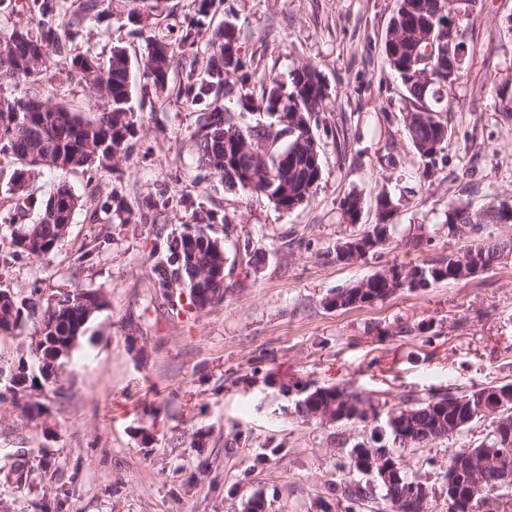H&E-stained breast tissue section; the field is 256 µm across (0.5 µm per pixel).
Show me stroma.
<instances>
[{"mask_svg": "<svg viewBox=\"0 0 512 512\" xmlns=\"http://www.w3.org/2000/svg\"><path fill=\"white\" fill-rule=\"evenodd\" d=\"M456 41L466 48L461 80L445 93L449 130L431 177L405 118L413 102L390 69L383 41L393 0H112L108 17L87 18L48 71L55 101L89 117L91 92L71 55L112 48L130 58L136 132L129 154L94 174L43 172L28 182L29 217L59 182L79 197L67 234L47 259L12 256L13 164H0V289H38L42 299L83 288L107 306L91 319L65 367L60 393L0 397V512H340L345 487H370L363 512H387L372 478L339 470L355 447L389 445L388 413L431 392L462 394L512 383V259L465 281L397 292L372 305L334 310L327 300L385 266L466 249L451 237L449 204L481 212L512 202V0H453ZM204 18L210 31L235 27L246 73L227 75L224 97L187 105L197 52L178 54L165 90L145 74L147 39L178 42ZM318 67L326 86L313 129L323 174L310 201L278 209L265 196L231 189L202 167L197 117L213 103L240 127L264 128L254 109L261 78L290 80ZM397 202L380 257L336 259V247L377 221L376 198ZM362 198L359 223L341 203ZM224 249V299L173 309L153 286L149 253L186 225ZM346 385L376 405L365 422L307 421L281 385ZM40 414H29L28 400ZM469 430L401 449L404 467L429 490L428 512H448L441 474L448 451L492 430ZM149 440H142L141 431ZM31 482L16 487L13 471Z\"/></svg>", "mask_w": 512, "mask_h": 512, "instance_id": "1", "label": "stroma"}]
</instances>
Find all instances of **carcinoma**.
<instances>
[{
    "label": "carcinoma",
    "mask_w": 512,
    "mask_h": 512,
    "mask_svg": "<svg viewBox=\"0 0 512 512\" xmlns=\"http://www.w3.org/2000/svg\"><path fill=\"white\" fill-rule=\"evenodd\" d=\"M447 0H393V16L386 32L383 51L389 67L399 76L415 102L411 115L409 137L426 166H435L437 154L422 151V143L435 136L446 124L438 117L441 99L436 94L456 83L461 72L453 70L446 59L436 58L430 68V79L415 75L413 58L424 53L429 39L422 34L432 33V40L448 39L451 28L444 26L449 20ZM110 0H82L78 8L67 14L49 15L47 5L38 0H28V10L37 11L41 19L37 30L14 28L0 33V155L21 165L15 174L17 188L24 187L25 177L41 169L64 173L87 172L105 168L112 160L130 149L135 134L134 109L131 105L129 82L130 62L125 51L112 50L107 62L95 51L88 49L70 58L71 70L78 74L92 91L94 117L85 119L71 108L52 101L42 89L44 75L54 64L53 53L60 49L62 40L79 33L85 19L110 12ZM198 19L182 31L178 46L164 38L152 37L148 44L146 69L155 87L163 89L168 83L170 68L176 50L191 51L196 47ZM213 54L208 57L201 84L184 88L185 102L199 100L201 94L219 96L224 89V76L241 71L245 62L238 54L237 35L234 28L215 34ZM26 89L20 93H6L10 87ZM325 87L320 71L311 64L297 67L290 86L275 78H263L262 94L257 109L270 115L286 112L288 122L318 124L324 111ZM277 134L262 129L242 128L224 116L219 105L199 115L195 131V144L202 166L224 180L228 187L248 188L266 197H279L280 204L288 208L293 199L310 198L316 191L322 175L312 165L313 136L302 132L288 137L284 146L275 144ZM387 197L377 196V205L383 207L381 223L372 224L363 232L364 239L377 244L368 251L374 257L389 242L391 225L388 221L394 208L384 207ZM79 206L76 196L66 183H61L46 200L38 219L19 226L11 234L14 247L12 255L44 259L56 243L66 234ZM512 223L496 207L474 219L465 208L448 205L445 223L448 235L464 236L480 232L486 224ZM487 271L498 261L512 253V242L477 244L466 250ZM423 261L411 266L421 272L420 287L427 289L439 282L456 281L454 256ZM154 273L153 287L167 300H172V281H181L188 290V305L196 307L194 290L208 289L217 300L224 299V279L213 276V271L224 267V251L201 227L188 230L187 234L166 239L165 246L150 252ZM404 289L400 282L388 281L378 274L368 279V290L359 294L357 288H339L334 301L349 306L367 301L384 300ZM106 304L101 293L75 288L60 293L46 302L28 295L8 296L0 290V335L21 333L30 327L33 335L42 337L35 343L36 363L17 367L8 378L9 390L22 394L34 387H47L57 381L58 374L49 370L50 362L61 366L82 338L86 325L94 313ZM310 393L317 400L299 397L295 410L304 419L315 417L320 405L332 404L339 419L349 420V413L357 404L375 408L371 400L340 386H319ZM474 395L470 391L461 395H431L415 403L405 402L394 409L395 417L387 421L394 440L403 446L423 447L430 441L448 436L456 416L452 402ZM387 458L398 472V479L387 483L379 481L384 499L394 505L409 494L415 479L401 465L398 450L380 445L375 448ZM459 449L448 451V469L443 473L448 491H458V496H448V512H475L482 496L469 500L461 484L468 476V468L456 465ZM473 460L493 455L503 466L512 468V443L506 445L496 435L470 448Z\"/></svg>",
    "instance_id": "obj_1"
}]
</instances>
